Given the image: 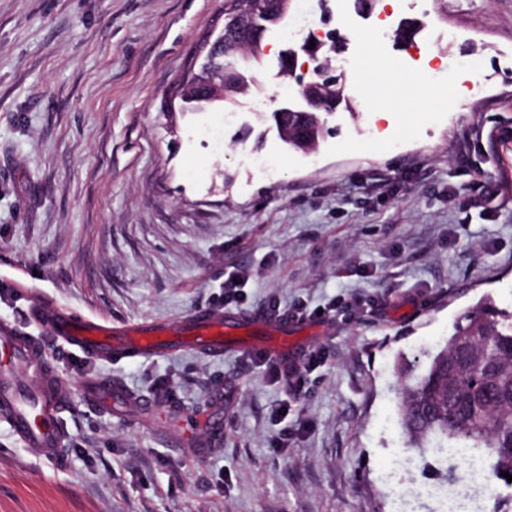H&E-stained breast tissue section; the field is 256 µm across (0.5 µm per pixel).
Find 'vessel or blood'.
Returning a JSON list of instances; mask_svg holds the SVG:
<instances>
[{"mask_svg":"<svg viewBox=\"0 0 512 512\" xmlns=\"http://www.w3.org/2000/svg\"><path fill=\"white\" fill-rule=\"evenodd\" d=\"M30 319L39 328V335L0 324V418L18 441L48 459L59 458L67 443V431L58 414L73 396H80L87 407L107 411L132 400L141 410L151 413L156 402L149 397H132L124 387L101 376L71 386L53 360L44 356V339L60 342L85 359L103 363L164 356L188 348L220 358L225 351L244 348L260 352L282 366L296 367L305 353L297 339L304 328L303 321L264 311L242 314L201 307L173 327L159 322L115 325L96 318H80L68 309L42 302L31 307ZM210 405L213 415L208 438L191 441L199 457L209 454L213 437L224 430L223 389H216Z\"/></svg>","mask_w":512,"mask_h":512,"instance_id":"1","label":"vessel or blood"}]
</instances>
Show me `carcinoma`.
Wrapping results in <instances>:
<instances>
[{
    "label": "carcinoma",
    "instance_id": "1",
    "mask_svg": "<svg viewBox=\"0 0 512 512\" xmlns=\"http://www.w3.org/2000/svg\"><path fill=\"white\" fill-rule=\"evenodd\" d=\"M466 313L422 373L402 371L399 423L412 448L484 450L487 475H512V313Z\"/></svg>",
    "mask_w": 512,
    "mask_h": 512
}]
</instances>
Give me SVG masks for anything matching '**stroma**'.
Wrapping results in <instances>:
<instances>
[{
	"label": "stroma",
	"mask_w": 512,
	"mask_h": 512,
	"mask_svg": "<svg viewBox=\"0 0 512 512\" xmlns=\"http://www.w3.org/2000/svg\"><path fill=\"white\" fill-rule=\"evenodd\" d=\"M406 18L422 30L394 44L387 23ZM305 19L320 27L318 0H295L257 59L239 61L246 95L192 110L181 90L224 27V0H0V321L36 333L39 300L173 323L221 308L240 267L239 312L325 311L306 341L324 362L299 387L237 350L100 364L46 341L68 383L108 376L160 409L72 404L58 462L0 421V512H390L417 483L469 492L463 459L408 446L395 364L424 370L468 310L512 312V0H376L364 16L340 0L335 67L351 107L312 155L270 118L288 87L278 54ZM362 30L384 67L376 96L419 106L395 113L371 153ZM461 57L481 60L479 78L457 77L452 108L429 111L424 73ZM218 385L221 443L198 458L163 407L178 403L205 435ZM250 278V271L243 267L228 274L224 280V307L237 305L242 301L243 288Z\"/></svg>",
	"instance_id": "35a3bbf8"
}]
</instances>
